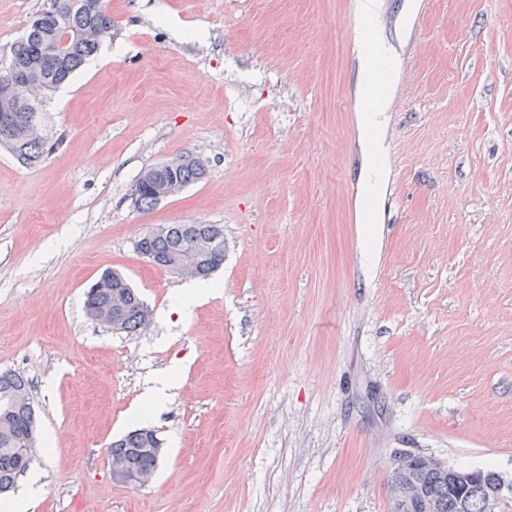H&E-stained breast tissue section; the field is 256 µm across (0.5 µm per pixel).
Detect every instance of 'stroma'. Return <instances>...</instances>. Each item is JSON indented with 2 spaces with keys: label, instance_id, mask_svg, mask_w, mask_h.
Returning a JSON list of instances; mask_svg holds the SVG:
<instances>
[{
  "label": "stroma",
  "instance_id": "35a3bbf8",
  "mask_svg": "<svg viewBox=\"0 0 512 512\" xmlns=\"http://www.w3.org/2000/svg\"><path fill=\"white\" fill-rule=\"evenodd\" d=\"M106 2L112 38L40 101V161L0 147V371L39 414L29 512H390L399 449L512 473V0H381L398 56L370 190L356 0ZM47 3L0 0V59ZM187 153L205 178L138 208L141 174ZM162 224L224 229L219 292L186 316L185 276L135 248ZM113 269L151 310L137 332L86 313ZM137 428L163 442L144 486L111 473ZM384 149L379 142L367 157V181L365 187L372 188L381 183L386 177V170L383 161ZM178 370L171 369L152 381L145 391V398L153 407L160 406L166 400L169 391L174 387Z\"/></svg>",
  "mask_w": 512,
  "mask_h": 512
}]
</instances>
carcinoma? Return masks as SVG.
<instances>
[{"label":"carcinoma","instance_id":"cac0c4a2","mask_svg":"<svg viewBox=\"0 0 512 512\" xmlns=\"http://www.w3.org/2000/svg\"><path fill=\"white\" fill-rule=\"evenodd\" d=\"M58 25L78 32L69 54L63 59H40L39 47L47 41ZM112 17L102 0H48V7L31 21L25 34L12 44L8 68L0 67V145L8 148L24 164L38 161L44 153V140L37 125L31 123L33 113L26 111L12 86L10 71L26 76L32 92L38 98L65 83L100 47L103 39L112 34ZM204 165L190 154L182 155L174 170L151 168L137 180L139 195L135 204L149 209L159 203L157 187L161 183H175L186 187L203 180ZM205 235L214 240L201 255L188 253L192 238ZM139 253L150 256L158 266L169 268L177 260L191 261L201 278H209L224 263V230L217 224H166L159 233L148 231L136 242ZM128 281L119 271L103 272L86 293L88 312L112 308L114 295L123 290ZM150 309L144 303L128 301L121 311L122 332L131 333L144 326ZM30 393V384L16 373L0 372V401L12 400L7 412H0V495L14 488L17 475L24 464L20 448L35 435L36 417L31 401L16 396ZM142 439L132 430L112 442L111 457L129 459L134 467L145 473L156 471L159 460L141 456L136 449ZM412 480L419 489L411 512H483V488L471 486L459 498L448 491V474L435 469L415 468L405 473L391 471L389 489Z\"/></svg>","mask_w":512,"mask_h":512}]
</instances>
